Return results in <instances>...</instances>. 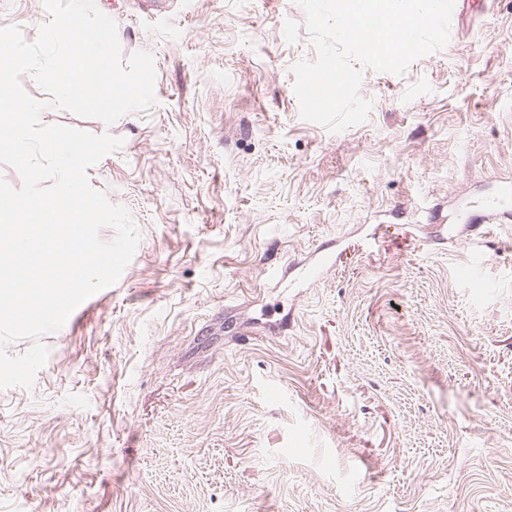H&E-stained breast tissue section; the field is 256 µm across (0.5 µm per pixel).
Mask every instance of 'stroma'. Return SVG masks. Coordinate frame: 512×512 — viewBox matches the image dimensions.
Listing matches in <instances>:
<instances>
[{
    "instance_id": "obj_1",
    "label": "stroma",
    "mask_w": 512,
    "mask_h": 512,
    "mask_svg": "<svg viewBox=\"0 0 512 512\" xmlns=\"http://www.w3.org/2000/svg\"><path fill=\"white\" fill-rule=\"evenodd\" d=\"M95 0L155 101L88 174L142 239L0 389V512H512V0H465L366 120H304L298 0ZM43 0H0L35 39ZM331 254L311 281L306 264ZM484 258L487 285L463 271Z\"/></svg>"
}]
</instances>
